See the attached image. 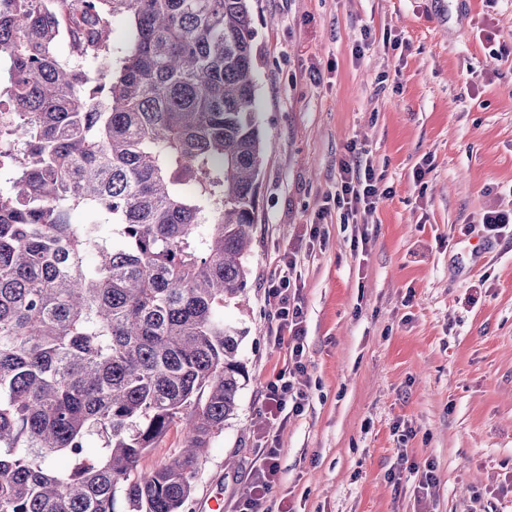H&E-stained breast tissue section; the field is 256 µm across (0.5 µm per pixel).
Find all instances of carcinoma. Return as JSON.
I'll return each instance as SVG.
<instances>
[{"label":"carcinoma","mask_w":512,"mask_h":512,"mask_svg":"<svg viewBox=\"0 0 512 512\" xmlns=\"http://www.w3.org/2000/svg\"><path fill=\"white\" fill-rule=\"evenodd\" d=\"M251 2L0 0V512H182L236 413L224 307L264 154ZM177 422L183 448L140 471Z\"/></svg>","instance_id":"1"}]
</instances>
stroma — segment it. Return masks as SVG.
I'll list each match as a JSON object with an SVG mask.
<instances>
[{
  "label": "stroma",
  "mask_w": 512,
  "mask_h": 512,
  "mask_svg": "<svg viewBox=\"0 0 512 512\" xmlns=\"http://www.w3.org/2000/svg\"><path fill=\"white\" fill-rule=\"evenodd\" d=\"M264 146L237 411L183 512H235L264 446L293 512H512V0H252ZM375 171L374 210L336 205L350 141ZM425 169L416 178L417 169ZM367 234L364 250L352 247ZM296 253L307 395L286 427L260 418L285 351L265 289ZM435 484L390 479L402 460Z\"/></svg>",
  "instance_id": "stroma-1"
}]
</instances>
